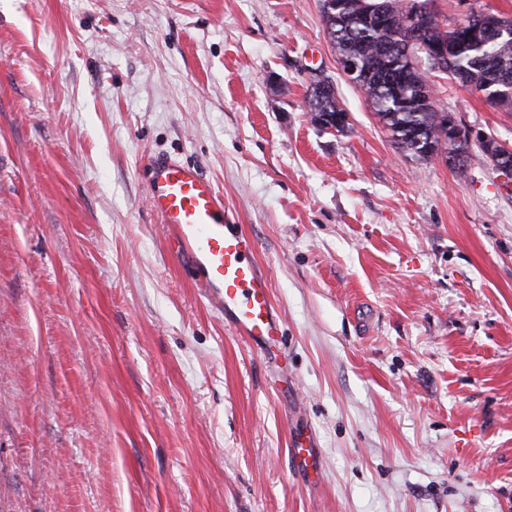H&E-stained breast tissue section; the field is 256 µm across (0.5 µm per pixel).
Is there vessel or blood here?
<instances>
[{
	"instance_id": "vessel-or-blood-1",
	"label": "vessel or blood",
	"mask_w": 512,
	"mask_h": 512,
	"mask_svg": "<svg viewBox=\"0 0 512 512\" xmlns=\"http://www.w3.org/2000/svg\"><path fill=\"white\" fill-rule=\"evenodd\" d=\"M150 172L151 204L173 258L198 275L204 295L240 336L258 351L271 349L281 324L255 242L229 222L222 196L195 166L158 157Z\"/></svg>"
}]
</instances>
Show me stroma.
<instances>
[{
  "mask_svg": "<svg viewBox=\"0 0 512 512\" xmlns=\"http://www.w3.org/2000/svg\"><path fill=\"white\" fill-rule=\"evenodd\" d=\"M337 58L320 0H0V512H512V176L400 153ZM157 154L257 242L283 349L171 260ZM307 104L315 123H318L322 116H328L332 120L336 118V121L343 123V119L347 116V112L344 111L336 98L335 87L328 78L312 84V91L309 94ZM320 123L325 126V129L336 131L332 123L322 121Z\"/></svg>",
  "mask_w": 512,
  "mask_h": 512,
  "instance_id": "1",
  "label": "stroma"
}]
</instances>
